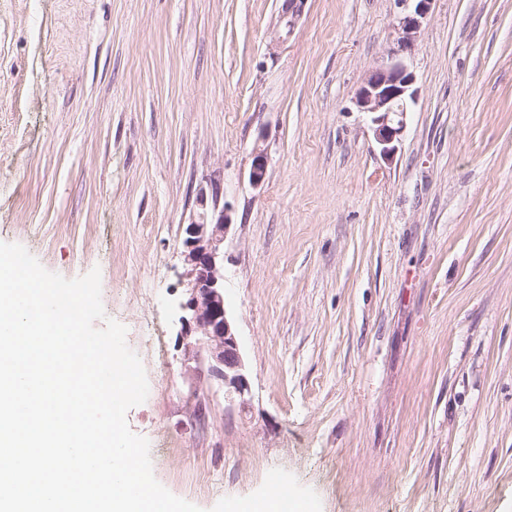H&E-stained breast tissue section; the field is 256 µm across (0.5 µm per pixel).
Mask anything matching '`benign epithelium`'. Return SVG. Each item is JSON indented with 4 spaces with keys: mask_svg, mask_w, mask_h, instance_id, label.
<instances>
[{
    "mask_svg": "<svg viewBox=\"0 0 512 512\" xmlns=\"http://www.w3.org/2000/svg\"><path fill=\"white\" fill-rule=\"evenodd\" d=\"M396 2L400 8L395 23L396 46L386 62L370 71L355 96V105L369 116L374 140L386 158L395 152V142L405 127L404 117L415 102L414 75L405 59L414 50L431 0ZM306 3L283 0L274 19V45L290 39ZM267 165V154L255 147L250 168L253 185L265 181ZM222 198L224 188L217 182L201 188L196 214L185 225L183 263L187 284L180 336L186 346L206 349L209 375L222 383L224 398L231 404H243L251 385L233 321L224 306V233L231 219L228 205L220 204Z\"/></svg>",
    "mask_w": 512,
    "mask_h": 512,
    "instance_id": "7a95c632",
    "label": "benign epithelium"
}]
</instances>
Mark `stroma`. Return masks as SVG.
Listing matches in <instances>:
<instances>
[{
	"mask_svg": "<svg viewBox=\"0 0 512 512\" xmlns=\"http://www.w3.org/2000/svg\"><path fill=\"white\" fill-rule=\"evenodd\" d=\"M0 0V242L99 269L156 480L202 512H512V0H432L392 157L354 105L395 0ZM268 157L261 186L251 154ZM251 383L179 339L200 186ZM307 1L308 0H283V4L278 10L273 24V43L275 46L286 43L293 35L303 15Z\"/></svg>",
	"mask_w": 512,
	"mask_h": 512,
	"instance_id": "1",
	"label": "stroma"
}]
</instances>
